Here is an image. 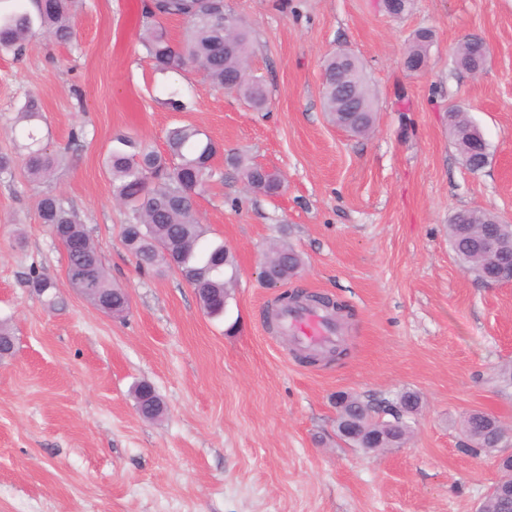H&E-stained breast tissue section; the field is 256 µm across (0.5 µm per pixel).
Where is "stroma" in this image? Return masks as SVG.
<instances>
[{"instance_id":"35a3bbf8","label":"stroma","mask_w":512,"mask_h":512,"mask_svg":"<svg viewBox=\"0 0 512 512\" xmlns=\"http://www.w3.org/2000/svg\"><path fill=\"white\" fill-rule=\"evenodd\" d=\"M143 0H78L69 43L37 35L0 54V320L15 340L0 360V512H479L499 479L494 455L463 452L464 416L512 427V286L486 287L458 265L448 220L484 209L512 221V0H230L254 34L250 68L268 82L262 110L213 89L195 70L163 76L140 42ZM433 33L424 70L405 69L418 29ZM482 38L481 74L455 46ZM346 50L376 97L373 132L331 123L323 62ZM178 93L185 108L166 104ZM37 98L53 176L28 181L19 112ZM479 126L491 160L470 172L448 110ZM177 124L222 154L197 199L208 237L237 278L224 317L207 316L173 270L141 272L122 242L126 211L103 167L118 134L165 150ZM235 153L277 171L279 196L249 191ZM62 196L81 217L113 284L130 296L111 317L73 291L66 256L37 200ZM303 258L283 285L261 277L265 252ZM57 284L48 307L29 286ZM324 294L341 360L304 364L267 320L284 291ZM165 405L143 419L133 388ZM420 393L408 442L366 451L336 437L338 393L363 400Z\"/></svg>"}]
</instances>
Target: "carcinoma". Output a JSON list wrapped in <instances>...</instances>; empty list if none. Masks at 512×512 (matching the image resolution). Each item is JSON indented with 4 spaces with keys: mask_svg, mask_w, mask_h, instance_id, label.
Masks as SVG:
<instances>
[{
    "mask_svg": "<svg viewBox=\"0 0 512 512\" xmlns=\"http://www.w3.org/2000/svg\"><path fill=\"white\" fill-rule=\"evenodd\" d=\"M77 0H32L35 12H30L26 0H12L0 9V53L20 54L25 43L42 34L57 42H68L73 34L74 6ZM179 17L187 20L188 28L182 43L175 44L160 19ZM142 46L146 58L156 73L166 75L188 66L198 68L203 79L214 89L230 88L243 95L255 109H262L268 100L265 80L246 76L244 66L250 54L251 30L243 20L224 26V0H149L143 6ZM432 34L420 30L408 47L406 67L414 71L426 57ZM481 57L477 45L467 41L454 53L458 67L470 70L468 58ZM359 96L365 111L346 116L336 102V65L334 58L324 64L323 99L326 112L335 123H345L353 134L371 131L376 119L374 99L362 65ZM41 118L39 102L31 98L23 106L20 119L27 123L25 167L32 180H47L55 167L54 154L48 151L32 122ZM465 165L488 164L489 153L472 148L474 138L455 139ZM216 144L190 125L175 126L166 134V150L160 152L144 140L118 134L105 158L112 194L116 202L128 210L122 231L123 243L143 269L177 270L183 280L194 288L204 312L211 317L224 315L236 281L234 259L222 242L206 239V230L195 207V198L213 176ZM228 164L251 181L250 190L274 197L282 191V181L274 172L257 165L244 164L241 157H227ZM40 223L61 243L67 259L68 284L81 287L80 270L88 266L97 291L84 294L92 305H105L119 316L129 309L126 289L111 283L96 247L78 215L66 208L60 197L47 191L37 202ZM496 216L485 210L462 209L448 224V238L456 259L464 270L486 283L498 268L493 258L481 250V228L500 231L506 236L505 247L512 246V224H495ZM263 265L285 283L303 265L301 255L292 247L276 245L265 254ZM30 286L48 305L56 304L55 283L37 274ZM137 410L147 419L163 412L160 397L148 383L135 387ZM398 412L380 417L377 407L353 395L336 396V436L356 448H372L379 444L399 448L409 440L411 423L421 409V397L404 392L394 401ZM471 446L467 451L477 455L486 448H503L508 436L503 425L492 414L472 411L463 421ZM501 476L487 494L483 512H512V496L502 493L512 489V459L499 466Z\"/></svg>",
    "mask_w": 512,
    "mask_h": 512,
    "instance_id": "1",
    "label": "carcinoma"
}]
</instances>
